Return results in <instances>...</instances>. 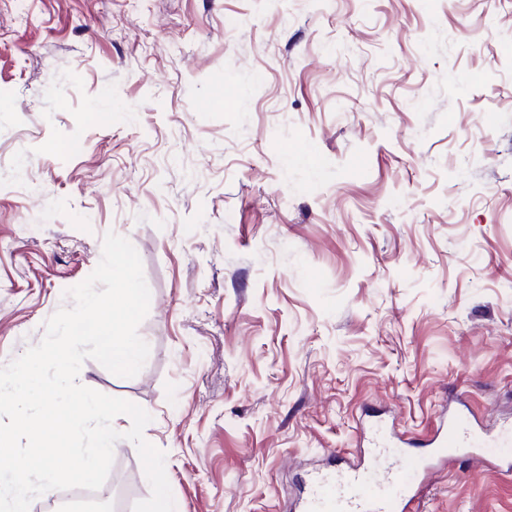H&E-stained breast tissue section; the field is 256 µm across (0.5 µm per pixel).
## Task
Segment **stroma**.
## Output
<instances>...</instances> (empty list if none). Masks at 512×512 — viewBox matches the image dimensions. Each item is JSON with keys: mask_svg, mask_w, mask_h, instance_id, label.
I'll use <instances>...</instances> for the list:
<instances>
[{"mask_svg": "<svg viewBox=\"0 0 512 512\" xmlns=\"http://www.w3.org/2000/svg\"><path fill=\"white\" fill-rule=\"evenodd\" d=\"M176 512H292L368 416L512 422V0H0V366L107 232ZM113 470L151 494L137 450ZM407 512H512L468 454Z\"/></svg>", "mask_w": 512, "mask_h": 512, "instance_id": "obj_1", "label": "stroma"}]
</instances>
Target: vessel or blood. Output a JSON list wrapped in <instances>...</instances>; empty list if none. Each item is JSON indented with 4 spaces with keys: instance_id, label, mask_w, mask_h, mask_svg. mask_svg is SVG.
<instances>
[{
    "instance_id": "vessel-or-blood-1",
    "label": "vessel or blood",
    "mask_w": 512,
    "mask_h": 512,
    "mask_svg": "<svg viewBox=\"0 0 512 512\" xmlns=\"http://www.w3.org/2000/svg\"><path fill=\"white\" fill-rule=\"evenodd\" d=\"M428 444L438 460L465 448L482 466L490 464L484 452L487 440L461 414L442 416ZM405 446V441L393 436L386 423H374L362 462L309 475L300 512H403L413 489L412 480L419 471L414 456L405 454Z\"/></svg>"
}]
</instances>
